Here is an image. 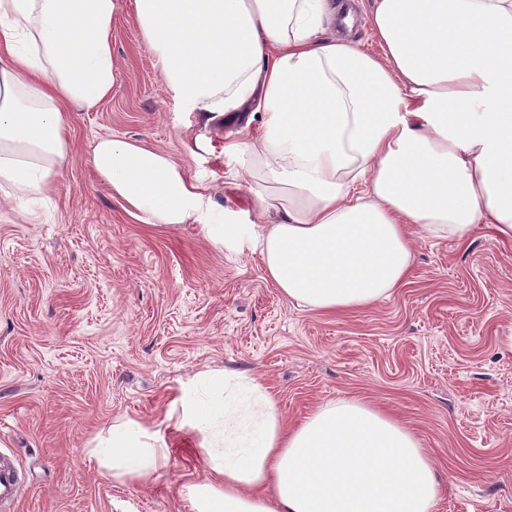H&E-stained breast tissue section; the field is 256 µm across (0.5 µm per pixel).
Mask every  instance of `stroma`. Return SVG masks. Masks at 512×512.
Instances as JSON below:
<instances>
[{"instance_id":"stroma-1","label":"stroma","mask_w":512,"mask_h":512,"mask_svg":"<svg viewBox=\"0 0 512 512\" xmlns=\"http://www.w3.org/2000/svg\"><path fill=\"white\" fill-rule=\"evenodd\" d=\"M118 76L70 115L71 154L44 201L0 206V451L22 470L16 512H190L194 448L124 486L86 446L112 420L166 429L182 383L206 368L258 377L288 420L356 399L392 413L433 460L435 512H512V243L413 236L410 275L370 308L321 313L284 297L250 244L211 245L252 195L228 139L259 119H206L167 94L131 11L112 25ZM102 137L171 154L203 203L178 228L132 216L91 167Z\"/></svg>"}]
</instances>
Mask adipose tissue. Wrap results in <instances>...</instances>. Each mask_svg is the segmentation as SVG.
<instances>
[{"label":"adipose tissue","mask_w":512,"mask_h":512,"mask_svg":"<svg viewBox=\"0 0 512 512\" xmlns=\"http://www.w3.org/2000/svg\"><path fill=\"white\" fill-rule=\"evenodd\" d=\"M131 5L167 93L210 115L262 112L229 140L255 170V222L206 224L215 247L249 240L281 293L360 310L406 279L408 225L512 241V0H374L381 47L328 36L335 0H0V184L46 196L70 155L69 113L112 91V22ZM90 163L132 215L176 227L200 194L164 152L99 139ZM205 476L192 512H434L440 482L418 439L370 404L339 399L288 425L257 377L205 369L168 414ZM171 443L124 417L87 454L123 485L164 466Z\"/></svg>","instance_id":"1"}]
</instances>
